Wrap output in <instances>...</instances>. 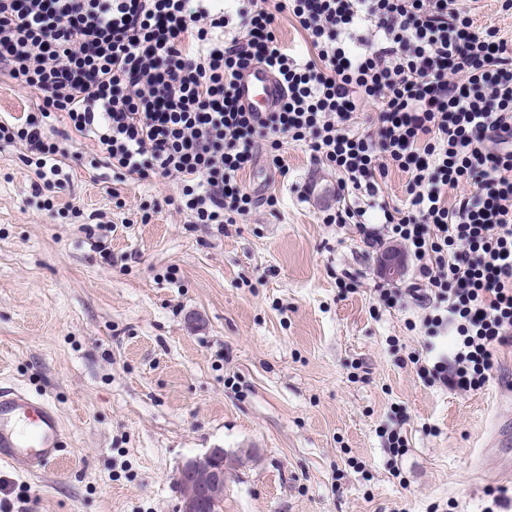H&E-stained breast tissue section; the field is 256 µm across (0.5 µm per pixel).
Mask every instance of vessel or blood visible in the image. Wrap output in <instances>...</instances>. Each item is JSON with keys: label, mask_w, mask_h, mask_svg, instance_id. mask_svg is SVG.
Segmentation results:
<instances>
[{"label": "vessel or blood", "mask_w": 512, "mask_h": 512, "mask_svg": "<svg viewBox=\"0 0 512 512\" xmlns=\"http://www.w3.org/2000/svg\"><path fill=\"white\" fill-rule=\"evenodd\" d=\"M238 93L246 109L274 111L283 88L264 67L245 72ZM308 201L318 207L336 201L335 188L322 185L316 173L304 183ZM67 445L61 412L48 400L10 389L0 391V463L24 473H40L51 467Z\"/></svg>", "instance_id": "b4317fda"}]
</instances>
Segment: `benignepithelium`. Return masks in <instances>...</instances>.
<instances>
[{
	"instance_id": "benign-epithelium-1",
	"label": "benign epithelium",
	"mask_w": 512,
	"mask_h": 512,
	"mask_svg": "<svg viewBox=\"0 0 512 512\" xmlns=\"http://www.w3.org/2000/svg\"><path fill=\"white\" fill-rule=\"evenodd\" d=\"M378 271L394 281L402 276L403 268L397 255L388 252ZM231 464L232 458L222 448L186 459L175 474V483L182 491L180 512H222L224 473Z\"/></svg>"
}]
</instances>
